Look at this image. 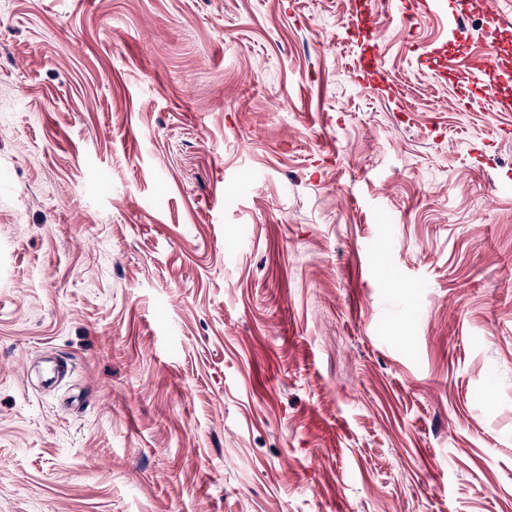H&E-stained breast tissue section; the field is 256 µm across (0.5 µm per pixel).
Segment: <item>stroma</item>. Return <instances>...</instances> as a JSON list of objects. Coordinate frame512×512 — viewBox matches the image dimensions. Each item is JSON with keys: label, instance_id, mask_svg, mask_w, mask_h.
Returning a JSON list of instances; mask_svg holds the SVG:
<instances>
[{"label": "stroma", "instance_id": "35a3bbf8", "mask_svg": "<svg viewBox=\"0 0 512 512\" xmlns=\"http://www.w3.org/2000/svg\"><path fill=\"white\" fill-rule=\"evenodd\" d=\"M0 0V512H512V0ZM474 81L457 95V106L467 110L476 97L487 98L496 91L505 78L493 51L481 56L472 64Z\"/></svg>", "mask_w": 512, "mask_h": 512}]
</instances>
